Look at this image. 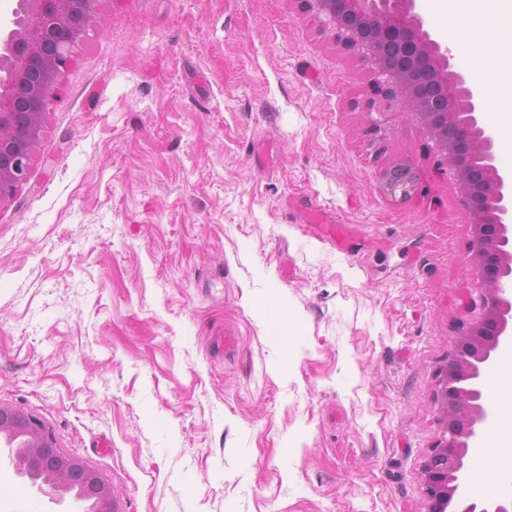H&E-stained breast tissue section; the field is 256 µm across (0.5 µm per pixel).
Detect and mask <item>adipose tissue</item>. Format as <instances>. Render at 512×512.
Masks as SVG:
<instances>
[{
	"label": "adipose tissue",
	"mask_w": 512,
	"mask_h": 512,
	"mask_svg": "<svg viewBox=\"0 0 512 512\" xmlns=\"http://www.w3.org/2000/svg\"><path fill=\"white\" fill-rule=\"evenodd\" d=\"M426 5L482 95L500 165L511 172L512 0H426Z\"/></svg>",
	"instance_id": "ef3b65f1"
}]
</instances>
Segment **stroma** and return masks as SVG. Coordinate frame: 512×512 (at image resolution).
Returning <instances> with one entry per match:
<instances>
[{"label": "stroma", "instance_id": "stroma-1", "mask_svg": "<svg viewBox=\"0 0 512 512\" xmlns=\"http://www.w3.org/2000/svg\"><path fill=\"white\" fill-rule=\"evenodd\" d=\"M376 78L301 0H99L0 202V402L125 512H426L472 219ZM381 179L383 188L391 193L401 190L404 195H407L417 185L416 178L407 168L402 167H393L385 170Z\"/></svg>", "mask_w": 512, "mask_h": 512}]
</instances>
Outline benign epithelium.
I'll use <instances>...</instances> for the list:
<instances>
[{
    "mask_svg": "<svg viewBox=\"0 0 512 512\" xmlns=\"http://www.w3.org/2000/svg\"><path fill=\"white\" fill-rule=\"evenodd\" d=\"M326 17L336 39L370 59L382 80L376 92L404 96L456 174L473 214L470 255L480 272L483 314L462 323L447 364L440 370L435 404L443 435L422 464L420 478L428 512H448L464 481L469 440L488 412L482 368L501 345L512 341V177L495 165L497 141L484 126L480 101L466 79L451 70L448 48L431 38L415 13V0H303ZM97 0H23L26 20L0 40V201L12 197L29 172L28 142L53 99L58 78ZM383 188L408 194L416 178L406 168L383 172ZM0 446L16 449L13 466L40 481L38 490L55 500L69 491L113 512L118 493L102 475L83 468L82 485L71 482L80 460L65 457L45 422L0 403ZM463 512H512V500L495 496L471 502Z\"/></svg>",
    "mask_w": 512,
    "mask_h": 512,
    "instance_id": "7a95c632",
    "label": "benign epithelium"
}]
</instances>
